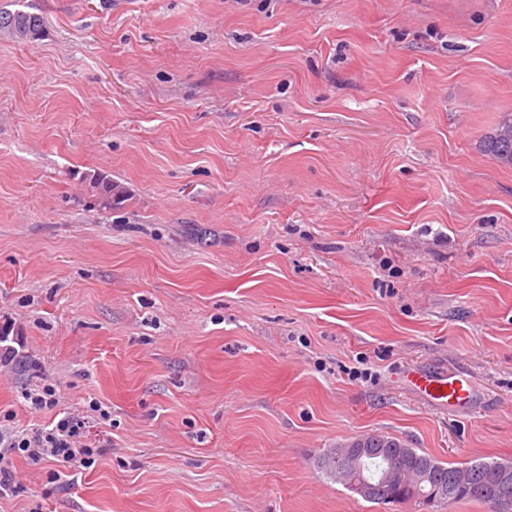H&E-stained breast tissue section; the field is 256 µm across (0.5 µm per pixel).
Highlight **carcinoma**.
<instances>
[{
    "label": "carcinoma",
    "instance_id": "cac0c4a2",
    "mask_svg": "<svg viewBox=\"0 0 512 512\" xmlns=\"http://www.w3.org/2000/svg\"><path fill=\"white\" fill-rule=\"evenodd\" d=\"M44 26V17L38 13L0 6V39L31 44L42 37ZM483 149L496 161L512 165V117L504 119L495 133L486 137ZM82 180L88 183L94 204L102 210L110 212L120 208L126 201L123 188L102 173L86 172L82 175ZM355 440L367 448H400L419 462H432L431 469L422 481L406 487L380 485L376 488L374 497L368 499L370 503L387 505L412 502L419 506L422 498L437 487L449 490V495L444 500L450 507L465 501L491 504L496 496L504 492L512 497V484L505 488L499 484L494 462L475 461L462 466H448L427 453L416 451L403 441L383 434L358 435L348 440V443Z\"/></svg>",
    "mask_w": 512,
    "mask_h": 512
}]
</instances>
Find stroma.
<instances>
[{
    "instance_id": "stroma-1",
    "label": "stroma",
    "mask_w": 512,
    "mask_h": 512,
    "mask_svg": "<svg viewBox=\"0 0 512 512\" xmlns=\"http://www.w3.org/2000/svg\"><path fill=\"white\" fill-rule=\"evenodd\" d=\"M0 2L45 17L0 39V417L103 450L0 512H415L319 467L366 433L512 462V0ZM483 149L496 161L512 165V117L504 119L495 133L486 137ZM82 180L88 183L94 204L102 210L111 212L126 201L123 188L107 175L96 171L86 172L82 175ZM402 377L419 394L448 412L468 409L476 397L471 382L462 373L408 370ZM55 396L56 390L51 385H43L23 393V399L26 403H29V409L35 412L55 407L57 404Z\"/></svg>"
}]
</instances>
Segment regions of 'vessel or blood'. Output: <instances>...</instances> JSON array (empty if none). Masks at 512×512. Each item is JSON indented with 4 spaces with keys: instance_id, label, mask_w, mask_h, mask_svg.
Segmentation results:
<instances>
[{
    "instance_id": "1",
    "label": "vessel or blood",
    "mask_w": 512,
    "mask_h": 512,
    "mask_svg": "<svg viewBox=\"0 0 512 512\" xmlns=\"http://www.w3.org/2000/svg\"><path fill=\"white\" fill-rule=\"evenodd\" d=\"M402 377L430 402L454 413L468 409L475 399L471 382L461 373L408 370Z\"/></svg>"
}]
</instances>
